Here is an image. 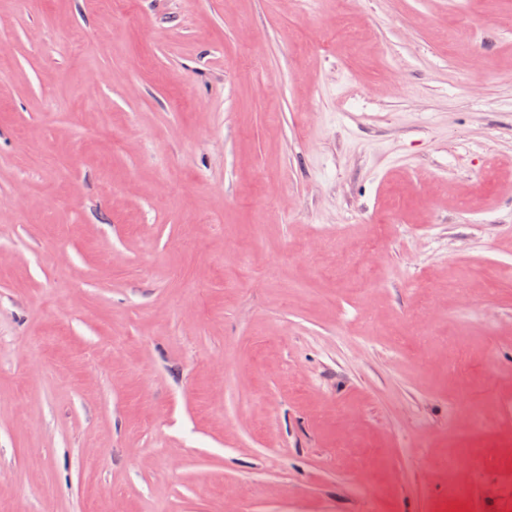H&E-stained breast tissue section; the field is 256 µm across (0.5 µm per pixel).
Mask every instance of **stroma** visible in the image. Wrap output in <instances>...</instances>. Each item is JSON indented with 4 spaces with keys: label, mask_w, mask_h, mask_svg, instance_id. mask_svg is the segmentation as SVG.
I'll use <instances>...</instances> for the list:
<instances>
[{
    "label": "stroma",
    "mask_w": 512,
    "mask_h": 512,
    "mask_svg": "<svg viewBox=\"0 0 512 512\" xmlns=\"http://www.w3.org/2000/svg\"><path fill=\"white\" fill-rule=\"evenodd\" d=\"M508 436L512 0H0V512H502Z\"/></svg>",
    "instance_id": "stroma-1"
}]
</instances>
